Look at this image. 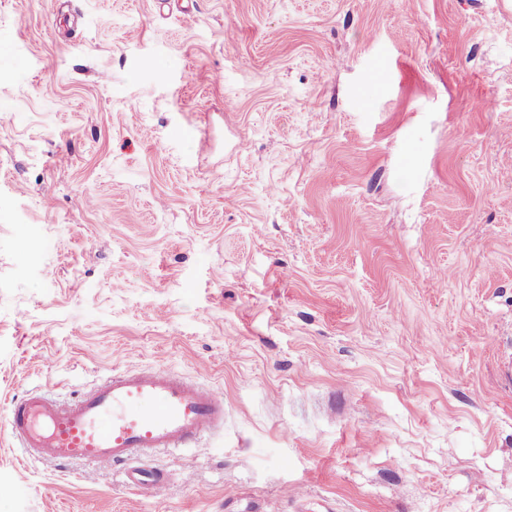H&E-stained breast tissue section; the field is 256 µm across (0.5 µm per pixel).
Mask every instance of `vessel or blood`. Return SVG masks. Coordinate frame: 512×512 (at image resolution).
Masks as SVG:
<instances>
[{"label":"vessel or blood","mask_w":512,"mask_h":512,"mask_svg":"<svg viewBox=\"0 0 512 512\" xmlns=\"http://www.w3.org/2000/svg\"><path fill=\"white\" fill-rule=\"evenodd\" d=\"M224 424V398L166 368L112 374L73 401L30 393L8 410L7 427L25 450L60 463L122 469L135 489L165 487L155 451L190 448Z\"/></svg>","instance_id":"1"}]
</instances>
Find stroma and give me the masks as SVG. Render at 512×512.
<instances>
[{
  "label": "stroma",
  "mask_w": 512,
  "mask_h": 512,
  "mask_svg": "<svg viewBox=\"0 0 512 512\" xmlns=\"http://www.w3.org/2000/svg\"><path fill=\"white\" fill-rule=\"evenodd\" d=\"M511 356L512 0H0V512H512ZM155 367L159 496L7 434Z\"/></svg>",
  "instance_id": "obj_1"
}]
</instances>
